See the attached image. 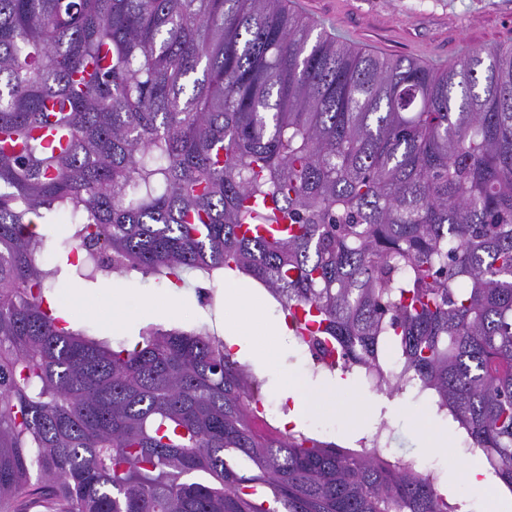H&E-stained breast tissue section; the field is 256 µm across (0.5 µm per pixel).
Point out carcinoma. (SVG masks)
<instances>
[{
    "mask_svg": "<svg viewBox=\"0 0 512 512\" xmlns=\"http://www.w3.org/2000/svg\"><path fill=\"white\" fill-rule=\"evenodd\" d=\"M105 268L249 276L389 399L393 347L512 491V45L435 71L285 0H0V512H460L383 419L257 434L213 329L61 320L50 284ZM372 425L371 422H366L359 427L357 434L350 435L344 432L337 422L334 424L330 420L315 418L299 428L313 437L336 442L343 448H359L357 441L362 437L370 436L374 432Z\"/></svg>",
    "mask_w": 512,
    "mask_h": 512,
    "instance_id": "1",
    "label": "carcinoma"
}]
</instances>
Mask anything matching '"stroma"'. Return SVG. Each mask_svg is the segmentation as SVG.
<instances>
[{
  "mask_svg": "<svg viewBox=\"0 0 512 512\" xmlns=\"http://www.w3.org/2000/svg\"><path fill=\"white\" fill-rule=\"evenodd\" d=\"M290 12L317 29L346 41L359 51L393 58L414 59L443 70L472 51L512 44V0H287ZM176 291L177 312L146 314L144 303L155 296L153 278L132 270L113 278L123 289L122 309L128 315L120 329L112 327V299L101 283L56 282L48 292L51 303L75 308L76 326L90 327L113 347H130L141 328L161 325L191 329L212 324L224 306V291L196 274ZM384 436L388 455L407 461L424 454L427 424L418 411L388 416Z\"/></svg>",
  "mask_w": 512,
  "mask_h": 512,
  "instance_id": "35a3bbf8",
  "label": "stroma"
}]
</instances>
